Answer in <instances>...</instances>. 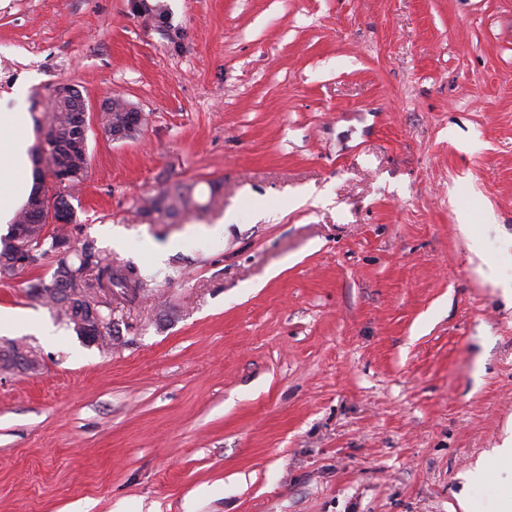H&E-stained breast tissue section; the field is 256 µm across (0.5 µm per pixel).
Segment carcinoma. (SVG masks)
Here are the masks:
<instances>
[{
  "label": "carcinoma",
  "mask_w": 512,
  "mask_h": 512,
  "mask_svg": "<svg viewBox=\"0 0 512 512\" xmlns=\"http://www.w3.org/2000/svg\"><path fill=\"white\" fill-rule=\"evenodd\" d=\"M79 96L81 93L74 87L64 96L48 93L52 107L36 119L40 134L37 150L44 149L49 153L47 173L52 178L57 175L66 177V184L55 186L54 194L69 198L86 179L90 161L88 140L80 130L77 113L73 112L74 98ZM130 121L131 113L114 108L113 99L103 103L99 122L107 136L125 128ZM218 190L219 185L210 184L209 202L202 204L196 199L195 185L179 183L172 193L164 188L141 198L140 210L151 221L163 223L167 217L208 209ZM73 217L74 213H68L65 223L52 229L45 223L33 221L27 211H21L11 225L15 237L8 234L0 237V277H13L17 271L21 273L38 266L45 256L60 253L61 246L70 248L71 234L66 225L73 223ZM71 268L72 274L67 278L58 279L53 273L49 280L43 277L30 279L27 292L35 288L46 289L44 304L73 329L76 323L72 312L79 305H89L93 300L91 289L114 288L116 295L129 302L145 290L146 282L135 267H114L112 260L101 256L92 239L83 240Z\"/></svg>",
  "instance_id": "1"
}]
</instances>
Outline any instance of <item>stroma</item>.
<instances>
[{"label": "stroma", "instance_id": "obj_1", "mask_svg": "<svg viewBox=\"0 0 512 512\" xmlns=\"http://www.w3.org/2000/svg\"><path fill=\"white\" fill-rule=\"evenodd\" d=\"M165 2L179 51L129 0H0V113L83 94L72 240L149 281L102 350L0 280L53 330L20 336L39 376L0 377V512H493L512 0ZM110 96L138 137L103 133ZM175 182L221 197L150 222Z\"/></svg>", "mask_w": 512, "mask_h": 512}]
</instances>
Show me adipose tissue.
I'll use <instances>...</instances> for the list:
<instances>
[{
    "label": "adipose tissue",
    "mask_w": 512,
    "mask_h": 512,
    "mask_svg": "<svg viewBox=\"0 0 512 512\" xmlns=\"http://www.w3.org/2000/svg\"><path fill=\"white\" fill-rule=\"evenodd\" d=\"M32 140L19 113H0V223L30 197L34 189Z\"/></svg>",
    "instance_id": "obj_1"
}]
</instances>
